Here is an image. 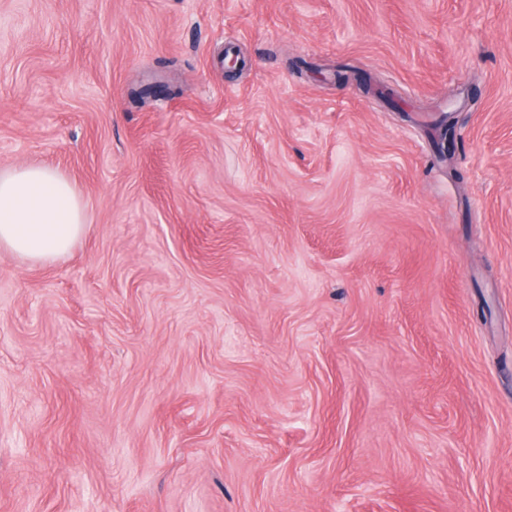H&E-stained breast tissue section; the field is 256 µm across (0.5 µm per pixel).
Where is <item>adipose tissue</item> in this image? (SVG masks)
<instances>
[{
	"label": "adipose tissue",
	"instance_id": "adipose-tissue-1",
	"mask_svg": "<svg viewBox=\"0 0 512 512\" xmlns=\"http://www.w3.org/2000/svg\"><path fill=\"white\" fill-rule=\"evenodd\" d=\"M85 231L84 205L62 175L39 166L0 170V250L50 264Z\"/></svg>",
	"mask_w": 512,
	"mask_h": 512
}]
</instances>
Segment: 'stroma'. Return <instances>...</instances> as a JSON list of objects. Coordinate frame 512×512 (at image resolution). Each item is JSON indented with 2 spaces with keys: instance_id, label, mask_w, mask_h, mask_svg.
Listing matches in <instances>:
<instances>
[{
  "instance_id": "35a3bbf8",
  "label": "stroma",
  "mask_w": 512,
  "mask_h": 512,
  "mask_svg": "<svg viewBox=\"0 0 512 512\" xmlns=\"http://www.w3.org/2000/svg\"><path fill=\"white\" fill-rule=\"evenodd\" d=\"M24 165L0 512H512V0H0ZM85 231L82 200L62 175L39 166L0 170V250L50 264Z\"/></svg>"
}]
</instances>
